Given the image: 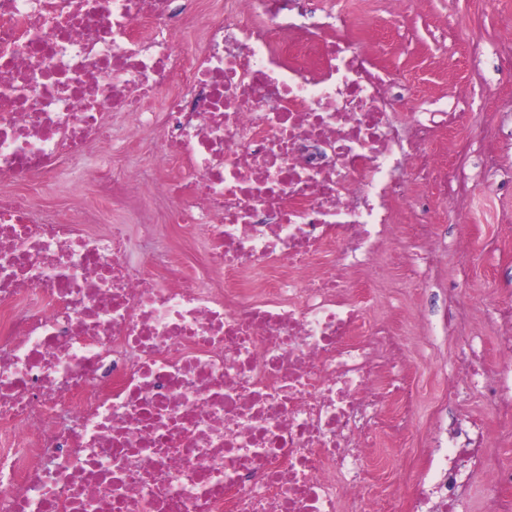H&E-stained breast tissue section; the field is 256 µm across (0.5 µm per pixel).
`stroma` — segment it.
Segmentation results:
<instances>
[{"label":"stroma","mask_w":512,"mask_h":512,"mask_svg":"<svg viewBox=\"0 0 512 512\" xmlns=\"http://www.w3.org/2000/svg\"><path fill=\"white\" fill-rule=\"evenodd\" d=\"M399 45L441 52L449 86L463 85L473 95L474 108L465 112L457 136L461 141L451 165L459 182L473 191L475 201L464 220L449 218L440 229L444 254L418 284L402 277L398 257L409 243L385 240L390 274L374 284L370 304L373 316L392 315L401 305L413 366L411 383L418 404L416 427L396 464L404 479L413 481L431 466V433L456 428V412L502 432L500 447L489 449L491 458L512 461V421L493 416L491 406L473 389L460 393L457 410L445 409L448 370L457 363L470 339H478L491 352L497 336L492 302L512 298V186L487 179L483 161L512 172V75L506 57L512 56V0H428L426 14L404 12L396 22ZM480 61H473L475 47ZM119 167L151 175L166 162L161 138L151 129H137L133 115L113 113L108 118ZM97 174L85 167L79 181L55 180L36 184L30 191L42 218L66 209L75 200L93 205ZM173 202L145 197L138 211L107 210L92 233H107L122 224L132 245L133 259H141L150 241L174 243L165 222Z\"/></svg>","instance_id":"1"}]
</instances>
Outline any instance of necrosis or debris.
<instances>
[{
    "instance_id": "obj_1",
    "label": "necrosis or debris",
    "mask_w": 512,
    "mask_h": 512,
    "mask_svg": "<svg viewBox=\"0 0 512 512\" xmlns=\"http://www.w3.org/2000/svg\"><path fill=\"white\" fill-rule=\"evenodd\" d=\"M385 2L224 0L206 22L199 0H0V512H456L455 462L491 434L438 439L432 479L389 493L417 414L406 330L351 278L400 226L431 267L441 205L468 206L455 113L399 117L387 48L360 47L424 0ZM197 24L203 49L178 46ZM110 112L157 129L168 169L115 173ZM86 161L108 208L176 197L203 253L134 260L80 206L35 223L16 185ZM463 363L449 392L512 420V371Z\"/></svg>"
}]
</instances>
